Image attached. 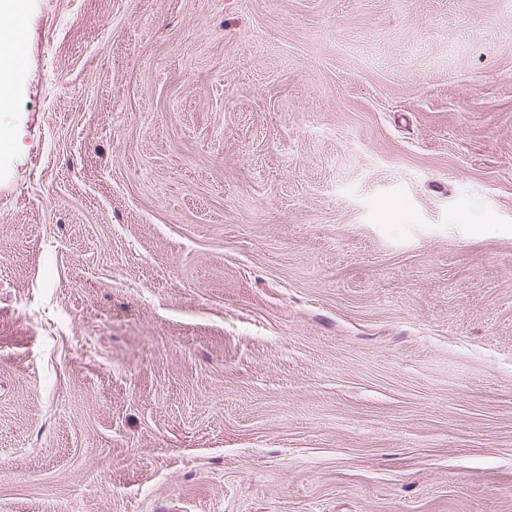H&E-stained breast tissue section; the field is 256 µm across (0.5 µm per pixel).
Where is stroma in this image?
<instances>
[{"mask_svg": "<svg viewBox=\"0 0 512 512\" xmlns=\"http://www.w3.org/2000/svg\"><path fill=\"white\" fill-rule=\"evenodd\" d=\"M0 512H512V0H24Z\"/></svg>", "mask_w": 512, "mask_h": 512, "instance_id": "35a3bbf8", "label": "stroma"}]
</instances>
